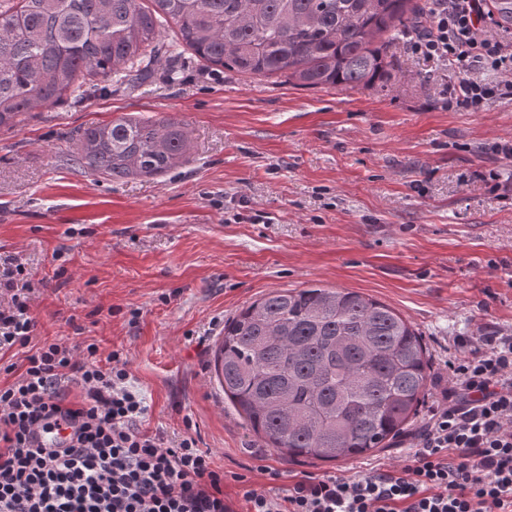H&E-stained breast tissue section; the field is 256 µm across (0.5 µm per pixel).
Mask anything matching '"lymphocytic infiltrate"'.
Masks as SVG:
<instances>
[{
  "instance_id": "lymphocytic-infiltrate-1",
  "label": "lymphocytic infiltrate",
  "mask_w": 512,
  "mask_h": 512,
  "mask_svg": "<svg viewBox=\"0 0 512 512\" xmlns=\"http://www.w3.org/2000/svg\"><path fill=\"white\" fill-rule=\"evenodd\" d=\"M432 3L407 50L455 63V100L467 110L512 97V43L487 35L486 0ZM32 290L24 263H0V356L24 351L21 373L0 387V512H241L195 438L143 429L147 407L120 352L36 341ZM456 346L442 403L405 465L286 486L272 469L277 489L243 488L242 512H512V329L489 326ZM62 422L73 429L66 445L35 444Z\"/></svg>"
}]
</instances>
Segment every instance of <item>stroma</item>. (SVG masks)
<instances>
[{
    "instance_id": "35a3bbf8",
    "label": "stroma",
    "mask_w": 512,
    "mask_h": 512,
    "mask_svg": "<svg viewBox=\"0 0 512 512\" xmlns=\"http://www.w3.org/2000/svg\"><path fill=\"white\" fill-rule=\"evenodd\" d=\"M385 89H302L210 71L184 54L138 87L33 110L0 131V258L31 273L41 341L118 350L148 407L145 428L193 436L224 468V491L348 477L402 465L407 437L339 461H291L242 426L213 378L224 323L276 289L345 288L390 306L421 334L440 400L456 340L512 328V99L448 105L452 64L404 53ZM133 114L170 116L188 164L112 182L72 161L71 133Z\"/></svg>"
}]
</instances>
